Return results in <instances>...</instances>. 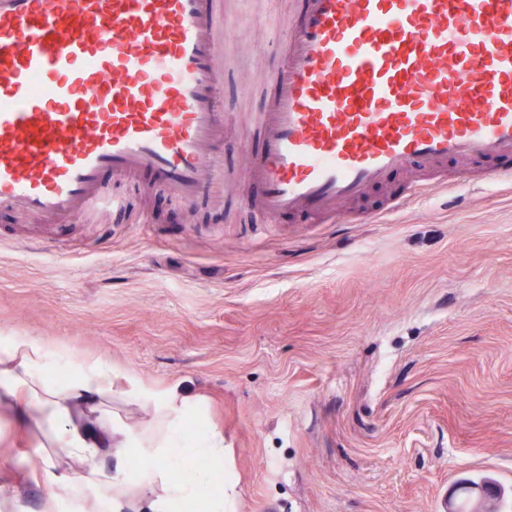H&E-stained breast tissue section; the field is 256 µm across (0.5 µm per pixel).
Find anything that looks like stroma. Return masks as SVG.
Wrapping results in <instances>:
<instances>
[{"label":"stroma","instance_id":"1","mask_svg":"<svg viewBox=\"0 0 512 512\" xmlns=\"http://www.w3.org/2000/svg\"><path fill=\"white\" fill-rule=\"evenodd\" d=\"M299 13L224 0L223 203L144 176L94 224L0 208V336L201 397L232 512H437L482 476L512 512V184L452 162L454 183L412 199L430 174L416 163L343 205L344 223H255L239 174L259 144L240 122L282 62L267 22Z\"/></svg>","mask_w":512,"mask_h":512}]
</instances>
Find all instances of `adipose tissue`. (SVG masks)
Returning <instances> with one entry per match:
<instances>
[{
	"mask_svg": "<svg viewBox=\"0 0 512 512\" xmlns=\"http://www.w3.org/2000/svg\"><path fill=\"white\" fill-rule=\"evenodd\" d=\"M61 380H52L58 364ZM115 369L102 359L62 360L47 341L33 336L0 338V416L21 431L39 430L36 482L48 493L43 512H228L226 494L211 492L213 466L224 463V434L198 422L192 437L183 425L199 401L179 386L157 392L130 380L123 402L143 411L131 425L112 408ZM116 459L113 471L96 467ZM208 461L205 470L195 460Z\"/></svg>",
	"mask_w": 512,
	"mask_h": 512,
	"instance_id": "ef3b65f1",
	"label": "adipose tissue"
}]
</instances>
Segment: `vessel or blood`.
Segmentation results:
<instances>
[{
    "label": "vessel or blood",
    "mask_w": 512,
    "mask_h": 512,
    "mask_svg": "<svg viewBox=\"0 0 512 512\" xmlns=\"http://www.w3.org/2000/svg\"><path fill=\"white\" fill-rule=\"evenodd\" d=\"M221 3L0 0V205L73 223L123 207L106 172L187 204L223 182ZM282 55L243 172L266 223H339L416 161L512 179V0H302Z\"/></svg>",
    "instance_id": "obj_1"
}]
</instances>
